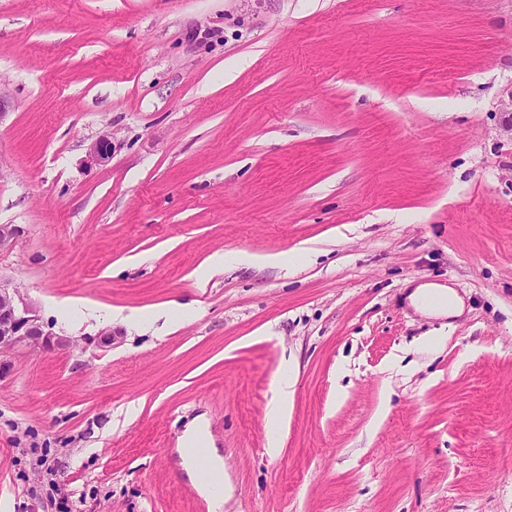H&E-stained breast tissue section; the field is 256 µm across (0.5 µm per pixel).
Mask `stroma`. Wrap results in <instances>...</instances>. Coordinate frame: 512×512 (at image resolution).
<instances>
[{"label": "stroma", "instance_id": "1", "mask_svg": "<svg viewBox=\"0 0 512 512\" xmlns=\"http://www.w3.org/2000/svg\"><path fill=\"white\" fill-rule=\"evenodd\" d=\"M0 92V274L73 341L0 376L8 512H210L197 420L222 512H512V0H0ZM433 286L421 285L416 287V290L411 294L417 306L428 313H441L449 314L456 306L455 298L451 290L448 292L444 290L433 289ZM428 294H433L437 298L435 305L426 302ZM294 381L282 378L276 385L275 394L268 406V423L272 435L280 433L283 422L288 416V403L292 398ZM179 450H180V455L182 458V465L186 469L188 474L191 476V478L194 481V483L196 484L198 490L213 502L214 507L216 509H220L222 507V505L224 503V499H225L224 482L221 483L219 489L213 485H216L219 483L220 474L224 475V462H223L222 458L216 453V451L211 452L212 461H213V464H214V467L216 470L212 473L211 483L213 485H211V484H207V483H201L198 481L197 476H196L195 466H194L192 459L186 453L185 448H179Z\"/></svg>", "mask_w": 512, "mask_h": 512}]
</instances>
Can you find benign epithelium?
<instances>
[{
  "instance_id": "obj_1",
  "label": "benign epithelium",
  "mask_w": 512,
  "mask_h": 512,
  "mask_svg": "<svg viewBox=\"0 0 512 512\" xmlns=\"http://www.w3.org/2000/svg\"><path fill=\"white\" fill-rule=\"evenodd\" d=\"M112 135H100L89 147V157L96 163L110 159ZM23 235L16 224H0V249L14 244ZM72 344L68 336L47 329L35 302L25 296L11 280L0 277V355L17 347L59 349Z\"/></svg>"
}]
</instances>
